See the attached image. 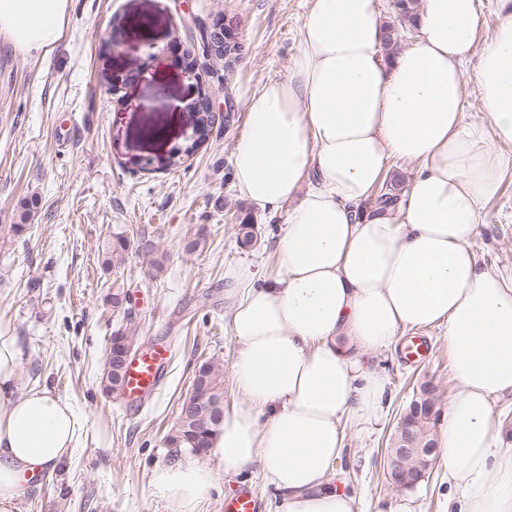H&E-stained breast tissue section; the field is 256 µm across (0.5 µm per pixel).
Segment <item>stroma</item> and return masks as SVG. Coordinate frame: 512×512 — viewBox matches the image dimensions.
I'll return each instance as SVG.
<instances>
[{
  "label": "stroma",
  "instance_id": "obj_1",
  "mask_svg": "<svg viewBox=\"0 0 512 512\" xmlns=\"http://www.w3.org/2000/svg\"><path fill=\"white\" fill-rule=\"evenodd\" d=\"M307 0H72L68 35L44 60L29 59L0 39V226L19 221L29 202V229L0 242V316L24 345L21 387H47L69 399L81 421L79 443L58 470L26 485L17 512H180L152 493V472L177 454L164 438L198 365L213 361L224 373V409L244 404L233 384L237 343L229 326L231 299L224 274L250 266L256 281L279 269L281 218L240 199L232 155L243 130L245 100L270 77L286 75L299 49ZM235 22L243 54L232 74L223 66L188 78L179 44L198 37L196 20L215 15ZM124 45L114 48L113 20ZM227 88V120L184 166H165L175 147L193 142L186 109L200 87ZM154 161L143 170L140 159ZM474 243L481 264L512 268V175L484 207ZM253 224L254 246L240 244L241 222ZM154 233L170 261L151 278L148 260L130 255L104 271L99 248L115 226ZM206 227L204 249L185 242ZM131 300L112 307L113 281ZM133 327L143 347L166 343L167 372L140 406L106 394L101 385L113 331ZM429 350L408 362L403 336L368 363L389 381L381 419L346 430L336 463L339 486L354 512H443L448 482L441 465L411 490L387 476V450L402 412L422 384L435 389L445 412L458 387L448 338L427 328ZM215 487L196 512H224L226 498L252 488L262 512H282V497L257 472L224 474L215 457Z\"/></svg>",
  "mask_w": 512,
  "mask_h": 512
}]
</instances>
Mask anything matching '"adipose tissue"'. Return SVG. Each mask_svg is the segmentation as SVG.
Listing matches in <instances>:
<instances>
[{
    "label": "adipose tissue",
    "mask_w": 512,
    "mask_h": 512,
    "mask_svg": "<svg viewBox=\"0 0 512 512\" xmlns=\"http://www.w3.org/2000/svg\"><path fill=\"white\" fill-rule=\"evenodd\" d=\"M478 40L482 0H420L416 36L391 59L375 0H309L285 76L246 102L233 150L237 194L285 214L279 272L255 285L225 274L243 407L210 451L224 471L257 468L283 512H353L329 489L346 423L384 411L389 382L364 362L400 331L443 328L458 392L441 418L447 512H512V274L472 247L485 203L512 174V0ZM69 0H0V36L33 59L65 38ZM483 110L464 120L468 86ZM416 170L398 202L374 205L394 162ZM24 348L0 318V512H17L27 476L70 458L81 420L45 387L23 388ZM192 457L156 468L154 494L181 512L214 486Z\"/></svg>",
    "instance_id": "1"
}]
</instances>
